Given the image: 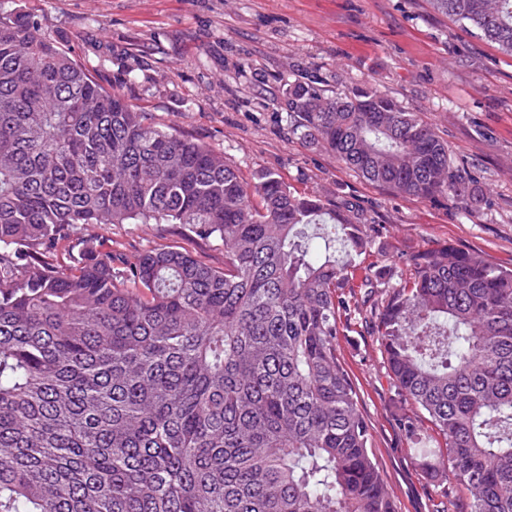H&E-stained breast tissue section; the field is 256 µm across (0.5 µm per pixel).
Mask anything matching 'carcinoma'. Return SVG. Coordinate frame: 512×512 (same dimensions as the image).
Here are the masks:
<instances>
[{"instance_id":"obj_1","label":"carcinoma","mask_w":512,"mask_h":512,"mask_svg":"<svg viewBox=\"0 0 512 512\" xmlns=\"http://www.w3.org/2000/svg\"><path fill=\"white\" fill-rule=\"evenodd\" d=\"M512 55V0H428ZM289 134L406 198L467 204L448 143L365 80L303 76ZM351 204L243 180L107 90L47 23L0 14V512H397L336 340L380 343L423 476L512 512V269L446 243L365 261ZM88 224H178L224 267ZM343 257H336V244Z\"/></svg>"}]
</instances>
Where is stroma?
I'll return each instance as SVG.
<instances>
[{
    "mask_svg": "<svg viewBox=\"0 0 512 512\" xmlns=\"http://www.w3.org/2000/svg\"><path fill=\"white\" fill-rule=\"evenodd\" d=\"M19 7L107 89L222 151L246 181L270 170L299 192L357 202L370 258L392 277L406 272L402 256L445 242L512 267V56L426 0H0V12ZM299 75L332 91L369 80L418 113L473 203L402 197L290 137L284 93ZM90 233L130 257L187 244L176 224L80 225L72 237ZM337 352L397 512H433L439 492L416 466L377 338L360 328Z\"/></svg>",
    "mask_w": 512,
    "mask_h": 512,
    "instance_id": "35a3bbf8",
    "label": "stroma"
}]
</instances>
